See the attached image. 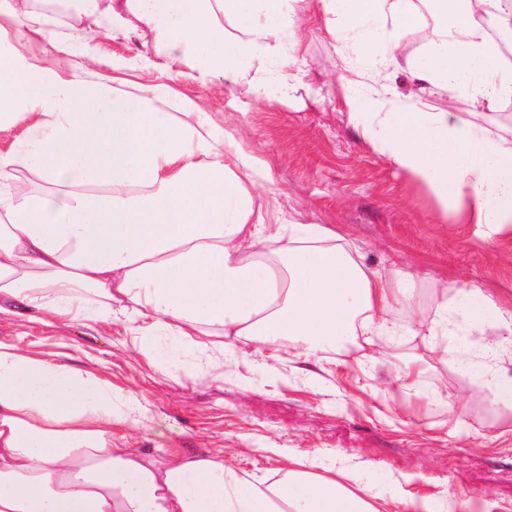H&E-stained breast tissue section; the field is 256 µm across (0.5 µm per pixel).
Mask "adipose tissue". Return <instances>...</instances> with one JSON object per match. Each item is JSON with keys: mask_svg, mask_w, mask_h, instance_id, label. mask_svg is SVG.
<instances>
[{"mask_svg": "<svg viewBox=\"0 0 512 512\" xmlns=\"http://www.w3.org/2000/svg\"><path fill=\"white\" fill-rule=\"evenodd\" d=\"M320 4L342 58L378 73L396 65L418 21L415 0ZM435 4L436 37L410 73L418 94L404 101L383 85L360 87L347 97L348 120L459 222L512 227V132L431 111L423 97L433 86L478 107L511 101L503 45L512 27L488 0ZM111 13L83 55L101 66L100 39L148 36L126 63L141 74L127 91L72 66L70 46L28 0H0V129H24L0 153V314L64 325L121 318L150 356L165 353L159 335L287 343L306 359L402 335L391 313L416 316L412 276L367 269L328 225L267 223L255 192L267 178L261 161L156 76L176 62L202 78L274 84L287 102L299 80L282 54L297 40L291 0H111ZM23 42L53 47L55 61L24 53ZM24 169L55 192L30 190ZM434 306L412 330L427 349L406 357L415 377L456 328L447 294ZM140 412L94 372L0 341V512H376L323 476L320 450L267 483L214 456L159 461L113 447L114 428Z\"/></svg>", "mask_w": 512, "mask_h": 512, "instance_id": "adipose-tissue-1", "label": "adipose tissue"}]
</instances>
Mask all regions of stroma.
I'll return each instance as SVG.
<instances>
[{
    "label": "stroma",
    "mask_w": 512,
    "mask_h": 512,
    "mask_svg": "<svg viewBox=\"0 0 512 512\" xmlns=\"http://www.w3.org/2000/svg\"><path fill=\"white\" fill-rule=\"evenodd\" d=\"M295 8L301 29L290 53L304 60L305 74L288 102L261 85L201 79L176 65L162 73L225 132H243L246 150L273 179L267 223L329 224L366 267L424 273L417 296L428 319L443 292L455 306L471 287L512 296V230L443 218L430 189L355 133L319 0H297ZM433 38L425 21L403 38L397 92L414 93L404 73L424 63ZM430 104L453 107L494 134L512 128L505 102L477 115L463 93L451 101L435 94ZM0 340L90 370L136 398L144 414L114 432L133 451L158 459L208 453L272 481L289 458L320 449L360 485L384 490L379 512H407L412 499L436 510L447 496L459 512H512V411L493 403L464 363L494 343L497 362L512 374V337L487 317L460 315L446 361L418 379L391 371L397 348L422 351L418 336L363 349L347 344L308 362L286 345L240 342L214 366L178 336L163 343L179 361L146 356L116 319L63 327L0 315Z\"/></svg>",
    "instance_id": "stroma-1"
}]
</instances>
